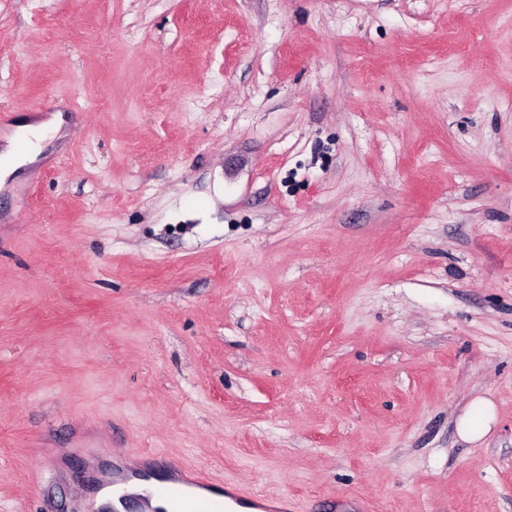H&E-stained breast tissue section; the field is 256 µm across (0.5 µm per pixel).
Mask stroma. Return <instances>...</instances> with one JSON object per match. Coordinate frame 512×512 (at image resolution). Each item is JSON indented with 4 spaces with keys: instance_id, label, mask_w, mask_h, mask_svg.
I'll list each match as a JSON object with an SVG mask.
<instances>
[{
    "instance_id": "1",
    "label": "stroma",
    "mask_w": 512,
    "mask_h": 512,
    "mask_svg": "<svg viewBox=\"0 0 512 512\" xmlns=\"http://www.w3.org/2000/svg\"><path fill=\"white\" fill-rule=\"evenodd\" d=\"M57 111L0 180V512L137 448L512 512V0H0V139ZM61 124V118L54 117L47 121L23 126L22 131L29 137V150L23 158H18L16 155L15 140L7 139L3 148V159L7 161L4 164V175L8 176L19 166L33 162L41 152L40 143L56 133ZM494 420V405L490 401L482 400L459 420L458 430L464 437L478 440L488 432Z\"/></svg>"
}]
</instances>
